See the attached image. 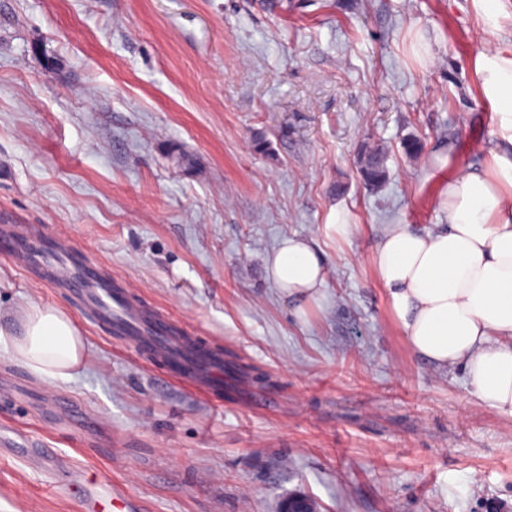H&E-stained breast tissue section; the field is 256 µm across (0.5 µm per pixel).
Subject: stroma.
Returning a JSON list of instances; mask_svg holds the SVG:
<instances>
[{
  "instance_id": "35a3bbf8",
  "label": "stroma",
  "mask_w": 512,
  "mask_h": 512,
  "mask_svg": "<svg viewBox=\"0 0 512 512\" xmlns=\"http://www.w3.org/2000/svg\"><path fill=\"white\" fill-rule=\"evenodd\" d=\"M490 41L470 0H0V226L64 230L135 307L232 365L199 392L0 256V308L64 309L89 351L49 384L0 347V435L42 443L0 447V512H81L76 470L126 484L141 512H279L294 495L317 512H512V415L411 354L371 265L385 225L440 223L441 155L482 166L471 61ZM366 146L386 157L375 189ZM335 210L349 235L328 229ZM288 235L328 264L302 319L265 270Z\"/></svg>"
}]
</instances>
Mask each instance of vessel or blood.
<instances>
[{"mask_svg":"<svg viewBox=\"0 0 512 512\" xmlns=\"http://www.w3.org/2000/svg\"><path fill=\"white\" fill-rule=\"evenodd\" d=\"M0 253L23 260L48 265L53 280L78 293L99 317L109 321L117 335L149 339L163 365L170 373L205 390L219 378V361L201 352L191 340L173 335L170 319L163 313L144 315L134 310L124 293L104 284L93 261L73 266L67 248L56 244L53 254L39 253L34 244L23 238L0 242ZM79 493L84 512H100L103 503H111L117 512H136L137 502L125 491L106 480L87 481L78 475L71 483Z\"/></svg>","mask_w":512,"mask_h":512,"instance_id":"1","label":"vessel or blood"}]
</instances>
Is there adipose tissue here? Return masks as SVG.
Instances as JSON below:
<instances>
[{
  "label": "adipose tissue",
  "instance_id": "ef3b65f1",
  "mask_svg": "<svg viewBox=\"0 0 512 512\" xmlns=\"http://www.w3.org/2000/svg\"><path fill=\"white\" fill-rule=\"evenodd\" d=\"M472 71L498 148L486 169H458L440 188L444 223L428 231L388 225L372 265L409 350L462 370L480 401L512 414V44L481 47ZM266 272L295 314L326 297V260L309 239L281 240ZM10 318L0 323V343L12 359L42 379L71 381L87 358L74 318L34 304Z\"/></svg>",
  "mask_w": 512,
  "mask_h": 512
}]
</instances>
